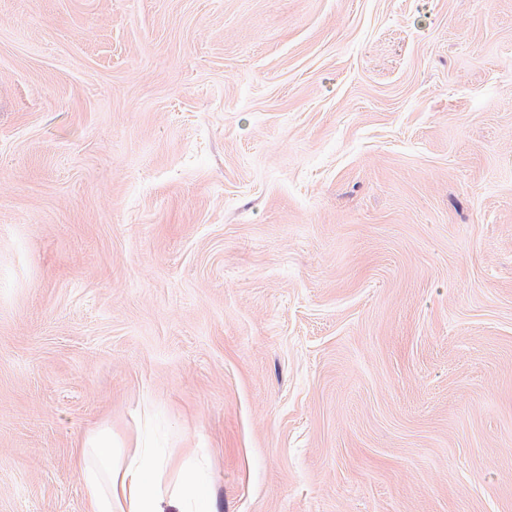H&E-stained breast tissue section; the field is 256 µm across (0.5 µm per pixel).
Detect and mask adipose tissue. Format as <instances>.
<instances>
[{
	"instance_id": "1",
	"label": "adipose tissue",
	"mask_w": 512,
	"mask_h": 512,
	"mask_svg": "<svg viewBox=\"0 0 512 512\" xmlns=\"http://www.w3.org/2000/svg\"><path fill=\"white\" fill-rule=\"evenodd\" d=\"M135 445L134 452L124 451L106 428L81 440L76 463L86 512H168L174 502L190 512L202 497L198 472H185L177 490L168 491L157 477L165 462L154 456L148 436H137Z\"/></svg>"
}]
</instances>
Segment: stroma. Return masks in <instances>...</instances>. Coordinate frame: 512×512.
I'll return each mask as SVG.
<instances>
[{"instance_id":"35a3bbf8","label":"stroma","mask_w":512,"mask_h":512,"mask_svg":"<svg viewBox=\"0 0 512 512\" xmlns=\"http://www.w3.org/2000/svg\"><path fill=\"white\" fill-rule=\"evenodd\" d=\"M146 409L216 512H512V0H0V512Z\"/></svg>"}]
</instances>
